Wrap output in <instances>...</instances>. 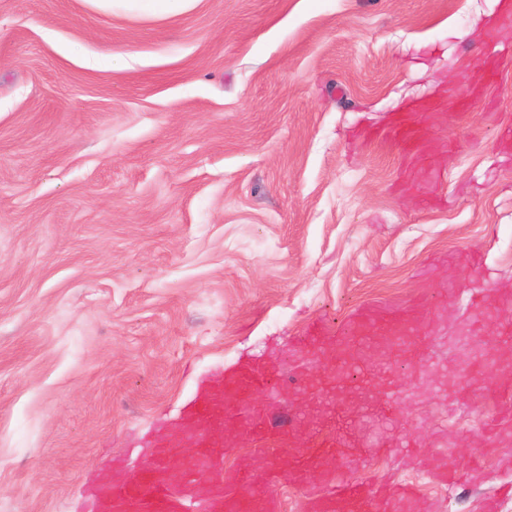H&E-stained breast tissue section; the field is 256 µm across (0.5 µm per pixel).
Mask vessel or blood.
Segmentation results:
<instances>
[{"mask_svg":"<svg viewBox=\"0 0 512 512\" xmlns=\"http://www.w3.org/2000/svg\"><path fill=\"white\" fill-rule=\"evenodd\" d=\"M389 127L404 157L430 165L426 128L397 117ZM436 310V300L424 294L403 309H363L337 334L321 324L312 326L303 336V355L329 359L337 394L348 396L351 384L346 373L353 367L350 355L357 346L380 341L392 351L406 352L428 345ZM271 376L267 367L233 366L225 381L206 387L177 421L155 431L149 465L136 474L116 466L102 474L94 488L96 512H186L187 503L193 500L203 502L205 512H280L270 485L290 481L313 486L306 502L308 512H407L414 496L410 487L355 483L340 459L325 462L315 471H268L270 482L264 486L257 484L255 476L225 469L218 450L234 427L251 428L262 439L263 449L256 459L262 470L294 446L291 433L267 431V415L251 397L252 390ZM482 395L495 401V417L484 427L486 436L492 438L500 420H512V398L502 395L500 383L494 380L487 381ZM424 467L446 483L460 478L432 450L424 454Z\"/></svg>","mask_w":512,"mask_h":512,"instance_id":"1","label":"vessel or blood"}]
</instances>
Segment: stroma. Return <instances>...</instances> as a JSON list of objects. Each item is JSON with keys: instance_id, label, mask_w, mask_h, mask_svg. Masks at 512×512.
<instances>
[{"instance_id": "obj_1", "label": "stroma", "mask_w": 512, "mask_h": 512, "mask_svg": "<svg viewBox=\"0 0 512 512\" xmlns=\"http://www.w3.org/2000/svg\"><path fill=\"white\" fill-rule=\"evenodd\" d=\"M119 52L125 68L100 66ZM495 57L498 84L458 119ZM424 101L447 111L444 166L412 181L385 130ZM511 127L497 0H0V512H94L100 473L141 469L202 384L247 360L325 377L296 346L312 323L425 292L443 305L424 360L355 353L372 416L322 393L254 400L295 408L303 447L332 445L353 481L416 486L413 512H483L512 483V424L470 469L512 340L464 291L512 289ZM409 437L463 481L411 463ZM101 7L111 8L115 2H123L132 5L151 14L169 15L180 12L191 0H90Z\"/></svg>"}]
</instances>
